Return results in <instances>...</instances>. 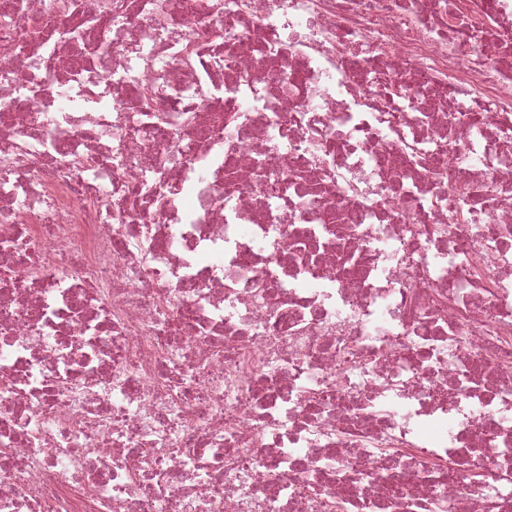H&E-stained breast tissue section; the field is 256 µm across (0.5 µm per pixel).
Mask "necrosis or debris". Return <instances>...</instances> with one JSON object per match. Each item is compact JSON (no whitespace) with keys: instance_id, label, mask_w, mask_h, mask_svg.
<instances>
[{"instance_id":"necrosis-or-debris-1","label":"necrosis or debris","mask_w":512,"mask_h":512,"mask_svg":"<svg viewBox=\"0 0 512 512\" xmlns=\"http://www.w3.org/2000/svg\"><path fill=\"white\" fill-rule=\"evenodd\" d=\"M0 512H512V0H15Z\"/></svg>"}]
</instances>
